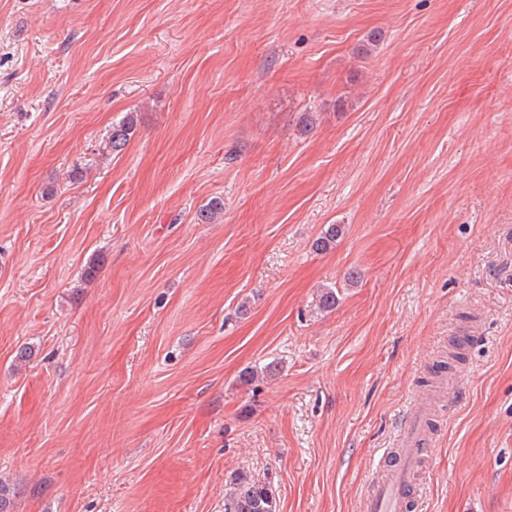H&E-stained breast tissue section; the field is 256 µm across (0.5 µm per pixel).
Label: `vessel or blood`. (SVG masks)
I'll return each mask as SVG.
<instances>
[{
    "label": "vessel or blood",
    "mask_w": 512,
    "mask_h": 512,
    "mask_svg": "<svg viewBox=\"0 0 512 512\" xmlns=\"http://www.w3.org/2000/svg\"><path fill=\"white\" fill-rule=\"evenodd\" d=\"M424 411L411 407L406 426L399 433L393 468L374 481L367 502V512H409L415 491L416 467L425 455L423 443Z\"/></svg>",
    "instance_id": "obj_1"
}]
</instances>
